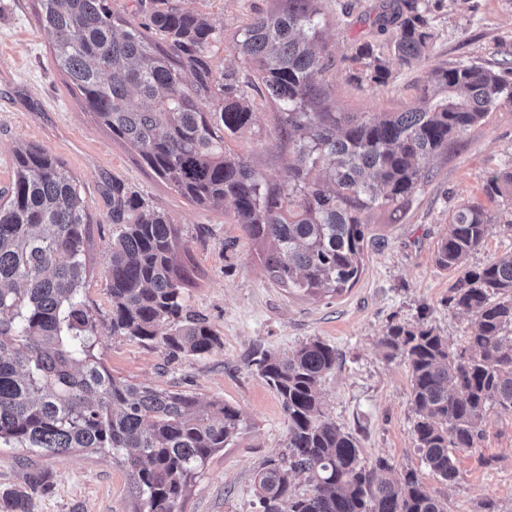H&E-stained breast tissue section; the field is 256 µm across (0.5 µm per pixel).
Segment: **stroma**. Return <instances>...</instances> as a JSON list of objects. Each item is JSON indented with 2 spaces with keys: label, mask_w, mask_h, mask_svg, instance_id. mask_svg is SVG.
Masks as SVG:
<instances>
[{
  "label": "stroma",
  "mask_w": 512,
  "mask_h": 512,
  "mask_svg": "<svg viewBox=\"0 0 512 512\" xmlns=\"http://www.w3.org/2000/svg\"><path fill=\"white\" fill-rule=\"evenodd\" d=\"M400 0H319L318 37L333 65L318 78L324 98L340 112L379 117L413 104L425 75L422 65L400 64L391 47L392 30L377 19L392 14ZM187 8L212 18L219 39L212 47L217 69H233L252 104L249 126L225 136L228 153L247 158L275 181L294 159L282 146L276 107L254 84L250 67L232 48L245 25L279 0H185ZM433 40L429 63L469 61L497 68L512 48V0H419ZM37 0H0V192L14 178L18 145L33 144L63 161L80 184L91 210H108L105 188L119 179L177 224L193 270L189 311L219 336L213 353L169 359L150 345L109 335L102 338L103 362L114 377L133 383L221 399L239 411L243 428L231 445L214 453L192 478L182 512H261L257 476L265 463L286 451L288 418L280 397L259 375L262 353L288 356L318 339L335 347L337 362L321 383L329 418L351 434L366 462L385 457L399 472L415 471L448 505V512H512V414L488 411L475 448L452 455L459 478L450 483L430 472L418 452V416L410 395V373L400 357L379 346L390 325H424L459 347L473 318L448 304L454 274L434 263L437 244L464 203L484 205L492 223L483 247L467 269H481L512 254V195L488 200L483 184L512 167V104L499 107L431 163L400 219L375 209L358 281L342 295L315 298L277 286L264 266L267 246L251 239L223 209H203L180 196L143 166L124 142L113 139L89 111L79 91L53 61V40L38 21ZM371 44L389 69L385 85L367 75L356 56ZM112 227H92L93 270L86 295L100 318H108V279L103 251ZM42 468L46 491L33 512H133L125 470L109 456L75 451L51 458L17 448H0V485H21L29 467Z\"/></svg>",
  "instance_id": "obj_1"
}]
</instances>
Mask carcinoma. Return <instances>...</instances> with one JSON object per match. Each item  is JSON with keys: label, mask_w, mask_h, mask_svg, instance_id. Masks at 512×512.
<instances>
[{"label": "carcinoma", "mask_w": 512, "mask_h": 512, "mask_svg": "<svg viewBox=\"0 0 512 512\" xmlns=\"http://www.w3.org/2000/svg\"><path fill=\"white\" fill-rule=\"evenodd\" d=\"M39 2L55 64L112 138L196 206L229 211L250 238L270 242L271 279L305 295L351 287L367 212L398 215L435 156L512 104V67L458 62L428 69L417 102L401 112H336L317 86L330 58L307 36L318 26V0H282L250 20L234 49L276 104L279 140L295 154L271 182L224 151V136L253 112L234 73L214 68L218 32L208 17L184 0H136V25L113 12L112 0ZM404 6L392 45L410 66L429 58L433 34L418 0ZM357 56L370 59L374 82H387L370 44ZM13 168L0 199V447L110 455L126 470L135 512H179L187 479L237 436L240 414L220 399L118 380L100 351L103 330L170 358L221 347L204 320L185 314L191 274L178 259L179 228L117 179L107 212L93 215L76 178L42 147H17ZM505 191L512 169L484 184L491 200ZM491 222L482 205L460 206L435 252L438 268L458 273L448 304L473 317L462 350L424 325H391L380 339L385 356L409 365L416 448L448 482L459 476L450 449L476 446L490 408L512 414V255L464 269ZM94 224L112 225L106 321L84 294ZM336 360V348L313 339L286 358L266 352L256 361L288 416L287 461L269 462L258 477L261 512H448L415 473L398 477L385 458L366 465L356 439L327 417L320 382ZM295 473L307 474L309 493L293 491ZM44 490L34 469L23 485L0 486V512H32Z\"/></svg>", "instance_id": "1"}]
</instances>
